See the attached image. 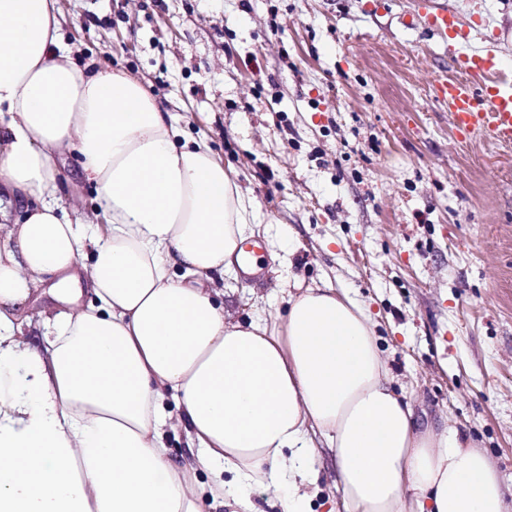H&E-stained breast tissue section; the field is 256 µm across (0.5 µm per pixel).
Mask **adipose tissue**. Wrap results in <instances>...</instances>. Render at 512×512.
I'll return each mask as SVG.
<instances>
[{"label":"adipose tissue","mask_w":512,"mask_h":512,"mask_svg":"<svg viewBox=\"0 0 512 512\" xmlns=\"http://www.w3.org/2000/svg\"><path fill=\"white\" fill-rule=\"evenodd\" d=\"M71 54L59 0H0V193L23 211L0 219V512H260L258 484L309 512L324 447L342 512H506L491 459L393 391L354 298L311 285L277 321H225L212 286L243 260L252 199L142 83ZM65 149L105 233L59 204ZM47 282L65 309L39 347L23 314Z\"/></svg>","instance_id":"1"}]
</instances>
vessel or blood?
Instances as JSON below:
<instances>
[{
	"mask_svg": "<svg viewBox=\"0 0 512 512\" xmlns=\"http://www.w3.org/2000/svg\"><path fill=\"white\" fill-rule=\"evenodd\" d=\"M427 29L441 41L459 35L447 12L428 18ZM465 81L443 80L438 94L452 112L460 132H483L499 143H512V74L504 72L499 59L490 55L465 57Z\"/></svg>",
	"mask_w": 512,
	"mask_h": 512,
	"instance_id": "obj_1",
	"label": "vessel or blood"
}]
</instances>
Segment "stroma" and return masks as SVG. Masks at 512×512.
<instances>
[{
  "label": "stroma",
  "instance_id": "1",
  "mask_svg": "<svg viewBox=\"0 0 512 512\" xmlns=\"http://www.w3.org/2000/svg\"><path fill=\"white\" fill-rule=\"evenodd\" d=\"M87 71H124L256 204L258 275L225 276L224 316L284 312L330 283L369 312L416 420L493 461L512 503V144L461 135L439 81L512 57V0H61ZM445 10L453 44L420 21ZM60 200L95 220L76 151Z\"/></svg>",
  "mask_w": 512,
  "mask_h": 512
}]
</instances>
